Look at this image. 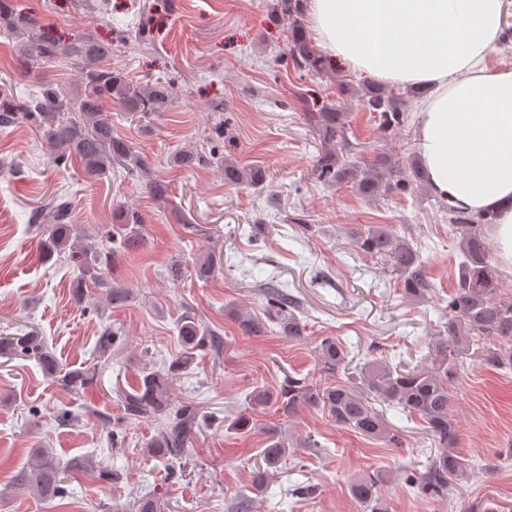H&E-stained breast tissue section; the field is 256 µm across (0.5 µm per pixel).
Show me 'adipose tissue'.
Here are the masks:
<instances>
[{"label": "adipose tissue", "instance_id": "ef3b65f1", "mask_svg": "<svg viewBox=\"0 0 512 512\" xmlns=\"http://www.w3.org/2000/svg\"><path fill=\"white\" fill-rule=\"evenodd\" d=\"M320 47L356 74L423 94L419 155L431 193L496 215L512 262V70L486 59L503 35V0H306Z\"/></svg>", "mask_w": 512, "mask_h": 512}]
</instances>
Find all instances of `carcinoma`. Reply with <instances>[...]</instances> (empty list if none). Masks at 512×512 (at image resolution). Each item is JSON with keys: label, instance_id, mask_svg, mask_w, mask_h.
Returning <instances> with one entry per match:
<instances>
[{"label": "carcinoma", "instance_id": "carcinoma-1", "mask_svg": "<svg viewBox=\"0 0 512 512\" xmlns=\"http://www.w3.org/2000/svg\"><path fill=\"white\" fill-rule=\"evenodd\" d=\"M273 11L292 20L289 56L295 69L320 75L329 68V61L317 49L300 19L304 0H276ZM0 31L17 39L22 54L30 58H70L82 65L81 91L74 96L63 94L50 83L26 99L15 97L0 88V127L21 123L30 125L35 135L49 148L55 161L74 159L91 179H100L121 168L128 175L145 181V188L158 201L168 200V184L153 175L143 155L117 134L112 122L103 114V103L115 100L123 111L151 122L168 111L173 101L171 86L166 81L135 83L121 71L103 65L112 57L114 45L90 33L78 35L67 42L58 41L50 29L40 24L32 13L21 11L14 0H0ZM361 98L369 111L378 112L384 130L391 131L403 123L402 103L384 88L363 89ZM307 124L318 136L322 148L314 173L326 185L349 183L367 200H378L387 193L406 192L427 182L426 172L418 161L404 165L383 152L366 166L345 159L354 149L345 135L348 115L335 104L305 113ZM205 157L185 148L174 153L170 164L193 169ZM224 183L256 187L266 178L259 167H241L231 159L224 160ZM448 209V227L458 237L463 260L458 265L448 306L439 311L437 336L424 360L412 366L390 363L388 358H374L349 371V352L342 342L326 336L316 345V368L325 382L317 385L303 377L288 373L279 388L270 392L256 388L249 396V406L275 404L286 417L309 408L321 411L338 429H345L372 439L388 448H400L404 438L385 418L380 406L395 408L409 417L419 419L431 436L437 452L424 466V471L409 470L407 480L427 501L449 497L452 486L469 476L470 464L458 455V431L452 415L448 386L460 374V358L478 346L480 363L490 369L512 368V301L501 298V274L482 241L478 226L494 223L490 212ZM72 205L68 194L53 193L48 202L36 207L31 221L41 229L39 258L50 261L65 254L81 271V279L72 288V299L82 305L83 284L90 281L105 287L106 300L114 307L125 305L132 298L128 288L112 281V263L119 253H130L144 243L143 219L134 207L122 206L112 216V249L103 251L92 243L93 236L71 223ZM357 246L372 258L387 262L395 272L402 295L411 301H423L434 284L426 272V262L406 237L388 224H369L360 230ZM216 253L205 249L195 259V272L207 279L215 272ZM267 301L266 317L248 311L228 310L243 336H263L275 325L279 334L290 343L307 341V325L299 300L283 290L273 279L259 284ZM177 340L180 352L165 371L144 369L130 389L121 392L123 419L155 418L160 421L155 436L146 444L148 454L161 457L176 474L174 464L181 462L184 448L200 428L198 411L191 403L176 402L175 381L195 362L196 352L210 350L220 355L224 336L195 313L187 309L179 317ZM118 331L103 330L97 347L100 354H109L116 343ZM496 345L488 346L487 340ZM0 358L29 359L37 362L46 377L55 380L65 391L77 393L97 379L96 367L62 371L60 362L50 350L44 336L35 329L0 335ZM36 462L16 471L12 487L32 491L44 499H53L65 492L64 483L72 472H97L98 478L110 483L117 474L105 460L73 459L66 465L44 448L35 449ZM288 459V441L275 430L267 433L266 448L257 455L254 484L257 487L275 478ZM377 474L356 480L350 486L354 499L370 506L371 512H386L379 496ZM167 502L157 495L133 498L130 512H167Z\"/></svg>", "mask_w": 512, "mask_h": 512}]
</instances>
